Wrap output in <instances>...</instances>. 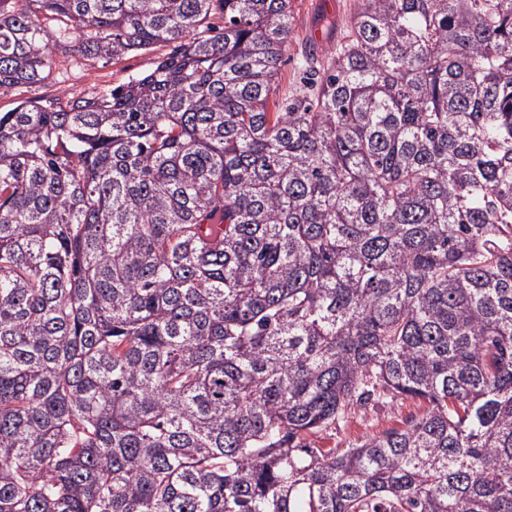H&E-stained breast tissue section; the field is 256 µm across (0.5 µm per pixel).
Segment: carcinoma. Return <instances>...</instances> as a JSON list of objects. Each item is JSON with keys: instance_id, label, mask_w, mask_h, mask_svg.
Segmentation results:
<instances>
[{"instance_id": "1", "label": "carcinoma", "mask_w": 512, "mask_h": 512, "mask_svg": "<svg viewBox=\"0 0 512 512\" xmlns=\"http://www.w3.org/2000/svg\"><path fill=\"white\" fill-rule=\"evenodd\" d=\"M292 35L0 0V90L169 47L0 112V512H512V0H357L271 112ZM166 45L157 44L119 60L89 61L86 64L65 61L61 53L54 56L50 78L39 84H20L7 91H0V112L14 108L28 99L54 96L62 91L70 96H82L103 88L124 83L132 75L151 68L152 63L167 51ZM366 411V416H364ZM421 413L418 401L397 399L384 404L370 402L368 407L352 414L347 421L340 423L336 429L332 426L315 437L317 448H345L349 443H356L366 434H373L401 423L411 414Z\"/></svg>"}]
</instances>
